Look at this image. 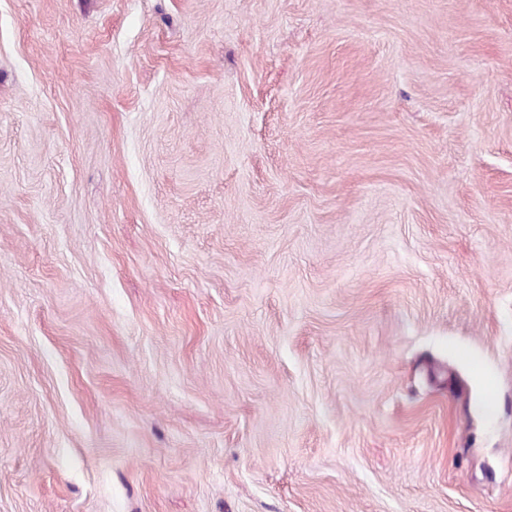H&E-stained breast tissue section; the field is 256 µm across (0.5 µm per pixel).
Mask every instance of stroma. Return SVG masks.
Returning a JSON list of instances; mask_svg holds the SVG:
<instances>
[{"label": "stroma", "instance_id": "35a3bbf8", "mask_svg": "<svg viewBox=\"0 0 512 512\" xmlns=\"http://www.w3.org/2000/svg\"><path fill=\"white\" fill-rule=\"evenodd\" d=\"M0 512H512V0H0Z\"/></svg>", "mask_w": 512, "mask_h": 512}]
</instances>
